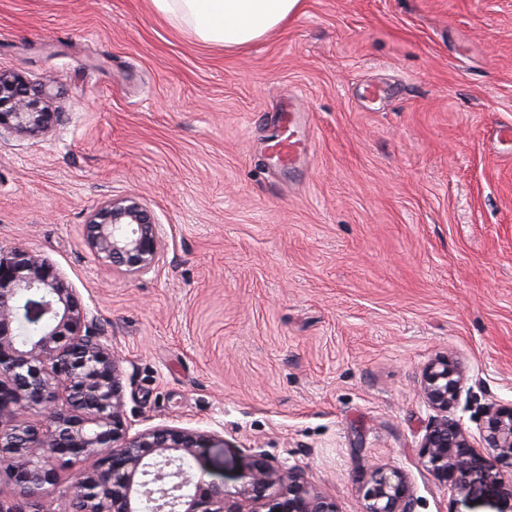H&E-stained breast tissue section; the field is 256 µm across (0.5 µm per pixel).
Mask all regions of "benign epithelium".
<instances>
[{"mask_svg": "<svg viewBox=\"0 0 512 512\" xmlns=\"http://www.w3.org/2000/svg\"><path fill=\"white\" fill-rule=\"evenodd\" d=\"M45 92L0 72V134L39 136L60 116ZM97 266L142 277L159 270L165 253L162 225L136 194L103 200L82 225ZM38 328L23 334L25 324ZM466 382L448 357L423 369L419 395L435 412L425 426L419 463L454 495L473 472L512 469V403H491L474 445L454 416ZM0 476L14 500L0 495V512H25L17 501L41 499L62 488L63 512H338L296 466L274 464L257 451L233 488L207 476L205 450L224 445L219 432L157 425L126 414L121 361L101 334L95 311L82 304L64 273L41 253L0 246ZM81 464L61 484L57 463ZM365 512H414L405 475L377 468L365 492Z\"/></svg>", "mask_w": 512, "mask_h": 512, "instance_id": "obj_1", "label": "benign epithelium"}]
</instances>
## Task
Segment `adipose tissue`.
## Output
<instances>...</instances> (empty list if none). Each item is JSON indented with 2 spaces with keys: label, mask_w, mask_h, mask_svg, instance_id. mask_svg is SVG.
<instances>
[{
  "label": "adipose tissue",
  "mask_w": 512,
  "mask_h": 512,
  "mask_svg": "<svg viewBox=\"0 0 512 512\" xmlns=\"http://www.w3.org/2000/svg\"><path fill=\"white\" fill-rule=\"evenodd\" d=\"M152 4L173 26L229 50L282 26L301 10L303 0H152Z\"/></svg>",
  "instance_id": "adipose-tissue-1"
}]
</instances>
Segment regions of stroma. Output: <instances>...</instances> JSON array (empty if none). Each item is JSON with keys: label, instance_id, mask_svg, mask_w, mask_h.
I'll return each mask as SVG.
<instances>
[{"label": "stroma", "instance_id": "35a3bbf8", "mask_svg": "<svg viewBox=\"0 0 512 512\" xmlns=\"http://www.w3.org/2000/svg\"><path fill=\"white\" fill-rule=\"evenodd\" d=\"M0 71L64 116L0 135V246L40 251L96 311L129 417L218 431L203 467L230 487L258 448L339 512H364L377 467L417 512H512L511 471L454 496L419 465L417 391L434 357L461 362L474 438L512 402V0H304L235 50L150 0H0ZM127 193L164 231L137 279L81 236Z\"/></svg>", "mask_w": 512, "mask_h": 512}]
</instances>
